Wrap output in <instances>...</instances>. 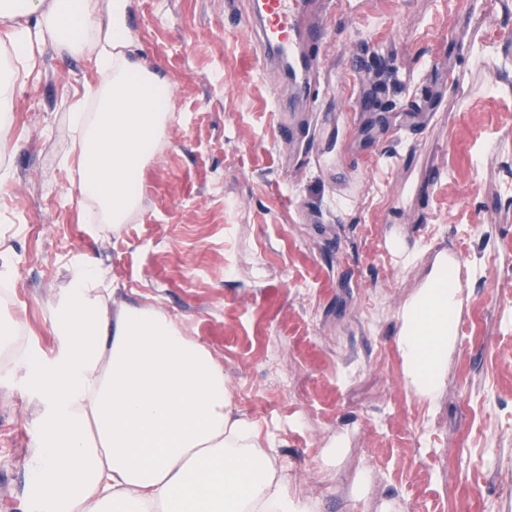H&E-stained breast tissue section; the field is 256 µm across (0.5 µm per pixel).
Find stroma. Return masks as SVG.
<instances>
[{"mask_svg": "<svg viewBox=\"0 0 512 512\" xmlns=\"http://www.w3.org/2000/svg\"><path fill=\"white\" fill-rule=\"evenodd\" d=\"M249 3L134 0L140 60L173 83V112L117 233L86 223L65 161L70 107L99 75L44 47L0 156V321L50 356V303L91 264L113 305L161 311L223 364L236 410L318 512H512V0H341L285 133L278 73L241 76ZM450 249L456 340L429 401L406 380L401 311ZM21 386L0 374V512L27 494Z\"/></svg>", "mask_w": 512, "mask_h": 512, "instance_id": "35a3bbf8", "label": "stroma"}]
</instances>
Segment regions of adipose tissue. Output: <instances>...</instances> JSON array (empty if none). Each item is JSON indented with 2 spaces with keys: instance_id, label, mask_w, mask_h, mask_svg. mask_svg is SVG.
<instances>
[{
  "instance_id": "obj_1",
  "label": "adipose tissue",
  "mask_w": 512,
  "mask_h": 512,
  "mask_svg": "<svg viewBox=\"0 0 512 512\" xmlns=\"http://www.w3.org/2000/svg\"><path fill=\"white\" fill-rule=\"evenodd\" d=\"M133 0H0L10 56L0 61V152L16 86L42 46L91 58L100 74L71 114L81 194L92 224H124L138 179L173 110L166 78L143 65L127 17ZM24 26H17L19 18ZM96 269L74 268L51 303L50 358L0 335V370L23 376L38 434L22 512H315L277 466L275 442L235 413L224 367L163 313L111 311ZM459 271L440 256L401 315L398 343L413 392L435 399L456 336Z\"/></svg>"
}]
</instances>
